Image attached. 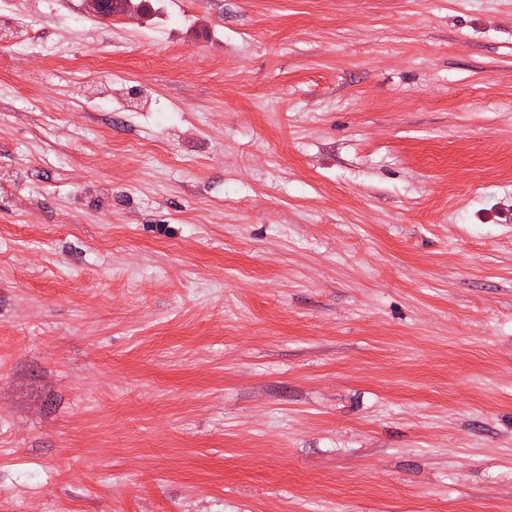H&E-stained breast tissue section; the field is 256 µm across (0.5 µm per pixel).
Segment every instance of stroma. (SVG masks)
Returning a JSON list of instances; mask_svg holds the SVG:
<instances>
[{
    "mask_svg": "<svg viewBox=\"0 0 512 512\" xmlns=\"http://www.w3.org/2000/svg\"><path fill=\"white\" fill-rule=\"evenodd\" d=\"M0 512H512V0H0Z\"/></svg>",
    "mask_w": 512,
    "mask_h": 512,
    "instance_id": "1",
    "label": "stroma"
}]
</instances>
